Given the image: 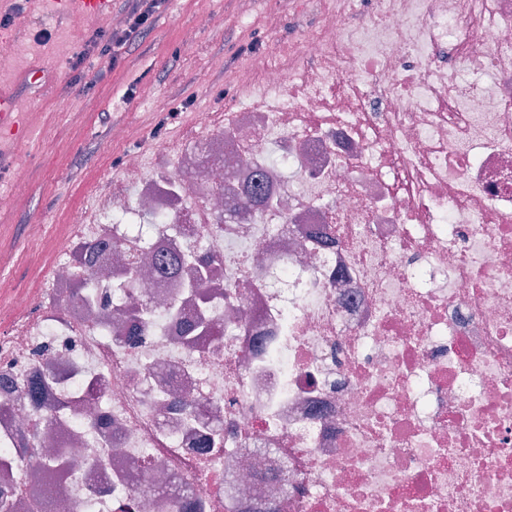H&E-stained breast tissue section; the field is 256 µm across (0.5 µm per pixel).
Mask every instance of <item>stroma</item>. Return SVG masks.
Segmentation results:
<instances>
[{"instance_id":"stroma-1","label":"stroma","mask_w":512,"mask_h":512,"mask_svg":"<svg viewBox=\"0 0 512 512\" xmlns=\"http://www.w3.org/2000/svg\"><path fill=\"white\" fill-rule=\"evenodd\" d=\"M54 0H35L13 26L0 27V68L18 74L38 65V83L15 86L18 105L26 112L30 134L16 149L15 167L24 169L28 191L9 211H0V276L22 289L48 283L57 257L52 238L67 229L89 203L93 186L121 177L130 152L151 155L157 139L178 144L200 110L221 112L244 101L233 80L246 66L251 46L284 60L289 47L317 30L336 0H170L154 30L116 70L86 68L70 73L67 59L81 50L98 16L68 10L55 12ZM194 30L196 44L185 54L182 37ZM51 35L38 45L40 31ZM150 87L151 99L126 102L127 87ZM192 109L170 110L184 98ZM165 110H156L154 100ZM126 127L124 143L111 139L113 127ZM47 225L40 241L26 237L25 225Z\"/></svg>"}]
</instances>
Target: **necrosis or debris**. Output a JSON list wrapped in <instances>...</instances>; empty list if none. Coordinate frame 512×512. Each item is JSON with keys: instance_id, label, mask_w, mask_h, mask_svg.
Listing matches in <instances>:
<instances>
[{"instance_id": "necrosis-or-debris-1", "label": "necrosis or debris", "mask_w": 512, "mask_h": 512, "mask_svg": "<svg viewBox=\"0 0 512 512\" xmlns=\"http://www.w3.org/2000/svg\"><path fill=\"white\" fill-rule=\"evenodd\" d=\"M355 0L287 64L254 51L261 102L197 112L71 234L45 295L0 279V490L45 512L35 479L69 458L55 512H512V0ZM262 171L277 213L225 206ZM163 252L219 256L205 346L165 310L131 336L74 303L78 248L123 276L146 213ZM49 374L31 403L25 386ZM42 424L18 459L17 433ZM221 445L206 448L209 436Z\"/></svg>"}]
</instances>
